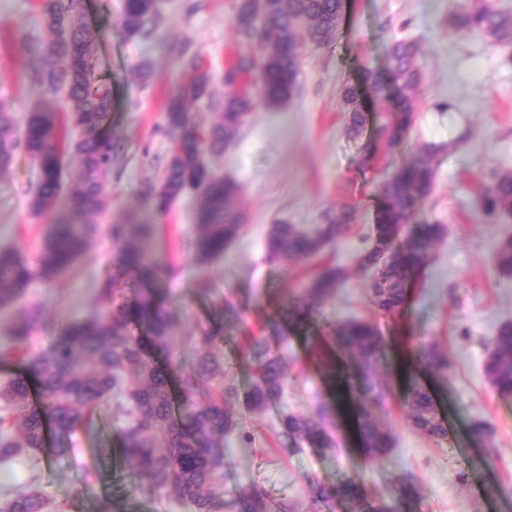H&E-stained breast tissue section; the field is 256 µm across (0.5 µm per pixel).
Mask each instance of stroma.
I'll return each mask as SVG.
<instances>
[{
	"label": "stroma",
	"mask_w": 512,
	"mask_h": 512,
	"mask_svg": "<svg viewBox=\"0 0 512 512\" xmlns=\"http://www.w3.org/2000/svg\"><path fill=\"white\" fill-rule=\"evenodd\" d=\"M35 3L0 0V99L11 104L20 125L38 97L24 75L28 52L43 35ZM235 3L160 0L158 37L143 42L123 36L121 0H89L99 32L98 69L115 80L113 133L124 148L104 179L103 221L154 225L146 252L169 267L163 288L176 313L171 344L182 369H190L194 339L215 314L228 304L238 309V317L225 319L213 351L242 394L252 387L242 359L250 338L301 293L320 261L347 269L348 277L315 319L326 330L357 318L382 331L386 345L375 377L393 396L375 417L392 433L394 446L382 457H367L349 417L337 408L334 449L293 448L277 427L281 412L307 415L318 404L335 405L331 374L354 387L360 374L345 355L328 354L321 337L288 334L273 345L288 372L282 399L260 413L239 411L250 439L232 440L226 449L224 512H238L237 493L244 485L256 487L272 503L288 499L296 512H345L339 505L314 506L307 482L335 485L350 477L359 478L369 500L381 504L394 498L397 479L409 477L421 487L420 512H512V397L499 396L485 374L491 336L512 323V273L492 265L499 240L512 235V217L489 221L476 207L493 175L512 170V50L452 27L463 0H351L329 45L304 49L297 95L276 109L257 104L223 155L210 158L215 171L239 184L246 223L222 257L200 266L185 246L195 225L192 196L160 215L146 192L159 181L169 151L164 107L183 73L178 50L189 47L222 75L226 61L242 48L232 22ZM401 38L422 49L415 121L403 146L364 167L365 140L347 134L340 88L363 68L384 67L387 46ZM427 144L442 151L434 160L435 186L421 218L440 225L442 238L392 319L375 310L371 275L356 269L355 258L366 245L385 181ZM38 180V168L21 154L0 173V247L31 260L46 225L28 207ZM344 206L353 207L355 218L320 259L268 260L270 224L284 220L309 228L321 223L325 212ZM115 259L108 237L99 234L63 276L33 282L23 302L39 305L52 322L85 315ZM203 280L213 286L210 296L196 291ZM431 345L445 351L447 369L412 367L420 350ZM411 378L431 394L447 421V440L435 442L410 426L401 399ZM476 420L494 428L492 451L472 439L469 426ZM120 427L106 411L91 431L77 433L70 455L57 458L42 451L0 466L6 475L0 500L29 484L50 499L54 512H193L136 477L118 447Z\"/></svg>",
	"instance_id": "35a3bbf8"
}]
</instances>
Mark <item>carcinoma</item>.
I'll list each match as a JSON object with an SVG mask.
<instances>
[{"mask_svg":"<svg viewBox=\"0 0 512 512\" xmlns=\"http://www.w3.org/2000/svg\"><path fill=\"white\" fill-rule=\"evenodd\" d=\"M346 0H237L233 24L239 39L262 45L257 53L235 57L225 70L230 88L216 97L213 75L197 55L183 62L184 76L165 106L169 154L160 182L146 195L155 211L166 213L182 196L195 199V230L188 241L201 266L224 254L239 238L246 217L237 207L239 186L214 172L205 156L224 154L260 96L269 108L287 103L298 91L301 50L324 46L338 31ZM43 36L25 64L28 81L39 95L66 105L63 112L34 104L23 129H17L10 103L0 101V171L8 169L21 150L40 170L29 208L46 220L47 230L35 262L30 264L11 248H0V308L12 306L35 280L53 282L88 252L102 225L103 178L112 170L116 145L112 139V88L96 73L97 39L85 15L84 0H44ZM159 18V0H122V33L128 39L149 40ZM457 30L474 33L493 44L512 48V13L496 0H468L451 19ZM421 47L397 39L388 47L383 69L367 67L359 81H346L340 95L348 112L347 131L355 137L370 122L362 103L370 91L392 106L391 116L378 127L366 146L362 165L380 152L403 144L414 121L422 73L417 65ZM206 100L219 111V121L204 125L191 116L190 106ZM427 146L400 165L385 183L367 246L358 266L375 271L370 290L381 314L396 317L405 300L411 275L430 257L440 236L436 224L418 220L434 187L432 156ZM77 170L66 177V157ZM477 210L486 217L512 215V172L499 173L477 198ZM351 208L324 214L311 230L294 224H272L266 236L273 260H306L335 245L353 220ZM107 232L118 253L119 271L145 283L161 279L166 269L144 249L153 235L150 224H110ZM492 263L512 272V237L501 240ZM347 277L339 265L323 267L303 288L301 298L289 304L279 320L251 338L243 358L254 368V383L246 398L250 411H263L283 394L287 376L281 356L271 341L290 330L308 335L314 330L312 311L336 294ZM108 308L98 313V307ZM93 311L60 325V336L47 350H32L33 336L43 326L41 309L30 307L9 330V342L0 344V361L24 365L26 376L0 386V464L44 446L45 426L55 436L54 455L73 452V436L91 429L104 410L122 419L119 448L135 463L140 478L189 503L194 512H220L223 506L225 447L228 440L248 438L236 410L238 392L224 378V365L212 352L223 331V319H213L197 337L199 350L192 369L182 379L179 408L169 392L172 369L158 367L151 353L166 350L171 339L173 313L159 288H139L123 296L116 275L98 289ZM329 344L349 353L362 373L363 384L350 410L359 443L370 458L385 455L393 445L391 433L378 425L373 408L380 407L389 389L374 379L385 338L365 320H349L333 327ZM485 366L487 377L501 396L512 395V324H504L491 338ZM447 359L436 346L424 347L416 366L441 368ZM39 385L40 401L29 398L28 379ZM403 404L412 427L436 441L448 438L428 391L411 382ZM335 409L318 406L306 416L283 413L279 429L310 448L334 447L327 419ZM473 437L492 440L494 430L483 420L471 426ZM315 505L341 502L350 512H382L367 500L361 481L350 478L335 486L309 481ZM403 508L413 512L421 498L419 486L406 478L396 487ZM238 495L239 512H293L286 500L272 504L252 486ZM48 501L37 491L19 488L3 512H46Z\"/></svg>","mask_w":512,"mask_h":512,"instance_id":"cac0c4a2","label":"carcinoma"}]
</instances>
